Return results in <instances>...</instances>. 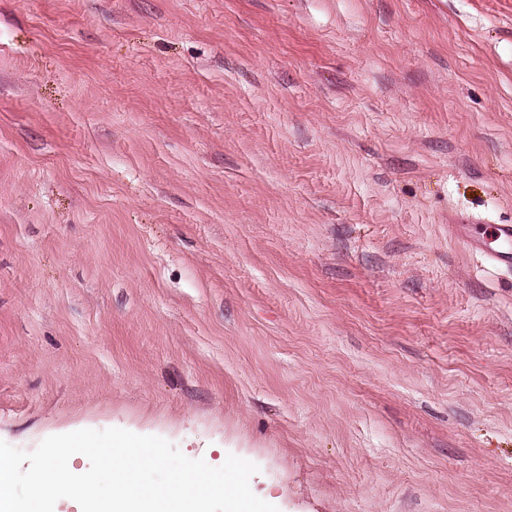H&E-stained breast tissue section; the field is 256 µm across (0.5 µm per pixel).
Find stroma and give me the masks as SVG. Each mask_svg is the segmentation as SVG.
Listing matches in <instances>:
<instances>
[{
    "instance_id": "35a3bbf8",
    "label": "stroma",
    "mask_w": 512,
    "mask_h": 512,
    "mask_svg": "<svg viewBox=\"0 0 512 512\" xmlns=\"http://www.w3.org/2000/svg\"><path fill=\"white\" fill-rule=\"evenodd\" d=\"M512 0H0V440L123 428L279 512H512ZM448 224L451 234L464 241L476 254L486 256L492 263L512 266V224H488L483 232H476L472 224ZM495 243L496 248L491 244Z\"/></svg>"
}]
</instances>
